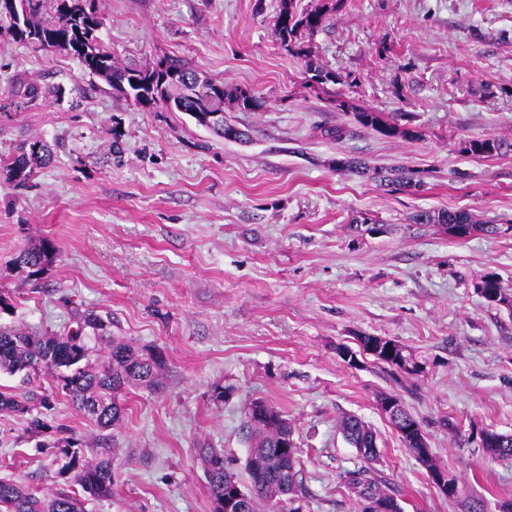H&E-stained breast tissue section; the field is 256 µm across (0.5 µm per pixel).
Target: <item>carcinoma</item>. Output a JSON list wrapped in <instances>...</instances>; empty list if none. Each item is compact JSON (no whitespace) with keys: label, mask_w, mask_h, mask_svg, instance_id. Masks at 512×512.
Returning <instances> with one entry per match:
<instances>
[{"label":"carcinoma","mask_w":512,"mask_h":512,"mask_svg":"<svg viewBox=\"0 0 512 512\" xmlns=\"http://www.w3.org/2000/svg\"><path fill=\"white\" fill-rule=\"evenodd\" d=\"M335 6L324 2L311 9H298L295 0H280V9L274 23V35L286 50L302 57L305 74L311 86L322 87L336 83L335 72L326 69L316 58L311 47L304 45V38L321 29ZM0 21L8 29L17 31L16 40L40 49H58L75 58L85 72L104 80L113 90L149 111L166 109L167 100L173 98L182 105L199 125L213 128V132L228 141H244L248 133L239 127L224 123L213 126L207 122L209 111L224 109V100L234 102L243 111L262 106V97L250 89L224 87V83L200 77L188 64L165 59L168 71L158 75L156 68H138L122 65L98 39L103 25L96 7V0H16L15 6L0 11ZM332 103L341 112L353 114L363 127L386 137H413L415 131L404 129L394 121L385 119L383 113L357 104L353 99L338 95ZM512 150V143L484 135L460 142V152L473 158H489ZM51 146L41 137L31 138L21 153L0 159V179L14 188L28 187L36 170L51 163ZM338 171H356L369 176L392 190L420 191L425 186L420 171L408 167L386 169L371 167L352 158L340 157L334 161ZM415 224H440L457 239H466L481 233L492 236L501 232L498 224L477 220L466 211H424L412 216ZM55 247L48 239L28 243L15 258V265L30 276L44 272L54 261ZM483 287L495 296L486 300L491 306L506 302L512 305V290L502 286L493 275L480 279ZM73 321L76 331L64 336H36L21 328H0V373L22 375V382L52 378L61 386L76 407L90 416L102 430L115 427L123 418L125 408L120 393L136 386L151 387L158 381L165 367L160 352L141 354L119 341L112 342L108 355L90 363L93 354L87 339L107 333L111 321L94 312L75 311ZM384 363L405 374L418 372V362L404 346L395 344L392 354ZM46 396L30 389L23 393L0 391V411L30 415L28 429L40 434L46 424L34 414L44 405ZM264 413L253 412L248 406L242 423L249 453L246 464L248 479L241 483L237 475L224 462V454L217 448H200L198 457L208 475L214 502L224 497V488L238 485L250 492L246 512H256V504L264 500L277 506L290 504L288 512H300L293 506L299 491L298 448H286L285 437L294 433L291 423L275 407L261 401ZM404 446L425 466L427 472L446 477V484L456 482L448 470L434 457L421 455L419 432L407 434L403 430L416 422L406 408L388 417ZM340 428L347 442L356 448L361 457L360 465L339 474V483L353 493L358 501L376 497L391 506L390 512H403L398 494L389 487L380 471L374 467L378 459L376 433L360 418L345 415ZM482 448L493 459L512 461V435L483 430L480 432ZM111 435L102 437L95 459L86 462L74 475L75 483L83 493L93 497H110L114 490V473L111 463ZM0 507L5 512H82L78 496L66 491L46 494L17 483L0 479Z\"/></svg>","instance_id":"carcinoma-1"}]
</instances>
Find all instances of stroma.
I'll use <instances>...</instances> for the list:
<instances>
[{
  "instance_id": "1",
  "label": "stroma",
  "mask_w": 512,
  "mask_h": 512,
  "mask_svg": "<svg viewBox=\"0 0 512 512\" xmlns=\"http://www.w3.org/2000/svg\"><path fill=\"white\" fill-rule=\"evenodd\" d=\"M100 39L139 67L185 60L263 105H228L229 142L186 113L144 111L62 51L0 28V156L40 136L54 151L33 186L0 181V325L67 331L74 310L112 322L113 337L162 352L160 389L127 390L114 431V493L85 512H214L199 448H220L243 473L241 430L261 399L294 427L301 512H359L338 474L358 453L339 421L377 434V469L404 512H486L512 500V463L492 460L480 431L512 434V311L475 285L512 289V152L477 159L462 140L512 141V0H338L310 39L338 84L313 89L304 62L273 35L280 0H97ZM53 85L63 100L29 98ZM342 90L385 116L408 114L416 137H386L336 110ZM339 157L423 173L422 191L388 193L336 170ZM418 210H466L505 225L465 240L410 223ZM355 217L379 220L353 232ZM47 238L57 253L31 277L14 259ZM393 339L420 372L373 357L351 366L340 344ZM42 390L47 425L0 413V477L34 490L75 488L62 449L91 459L100 431L55 381ZM397 395L438 464L459 481L444 497L404 447L378 397ZM479 282H482L483 288H488L491 295H495V300L483 299L488 305L491 306H503L502 303L506 302L510 305L512 311V292L509 288H504L499 279H497L494 275H486L480 279Z\"/></svg>"
}]
</instances>
